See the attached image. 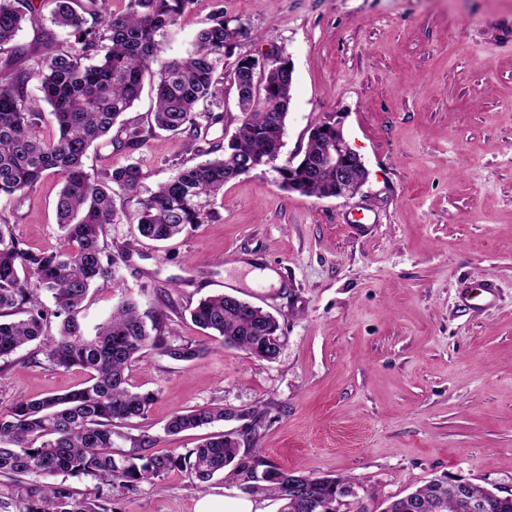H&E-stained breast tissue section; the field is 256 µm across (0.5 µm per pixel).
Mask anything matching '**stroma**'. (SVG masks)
<instances>
[{"label":"stroma","mask_w":512,"mask_h":512,"mask_svg":"<svg viewBox=\"0 0 512 512\" xmlns=\"http://www.w3.org/2000/svg\"><path fill=\"white\" fill-rule=\"evenodd\" d=\"M215 12L250 28L238 53L290 61L283 155L339 117L369 177L356 195L319 199L257 170L225 185L213 221L163 243L136 240V205L125 204L107 244L127 256L112 288L90 293L87 329L129 290L142 311L171 305L174 334L204 352L185 362L148 349L131 364L132 384L156 400L119 426L116 450L145 432L166 451L236 431L241 450L284 470L351 478L367 512L437 477L512 489V0H196L164 37L168 57L184 55ZM66 39L46 20L0 61ZM128 161L152 188L194 158L185 135L163 132L137 150L102 140L84 159L94 169ZM61 186L47 174L19 205L11 230L27 247H58ZM258 268L276 282L253 277ZM488 280L499 287L491 303ZM214 293L278 318L274 360L192 324ZM83 379L29 346L0 373V407ZM211 403L231 418L165 433L173 411ZM249 408L258 417L246 435L238 415ZM237 493L174 471L112 500L115 512H194L201 495Z\"/></svg>","instance_id":"obj_1"}]
</instances>
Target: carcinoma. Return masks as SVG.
I'll list each match as a JSON object with an SVG mask.
<instances>
[{"label": "carcinoma", "mask_w": 512, "mask_h": 512, "mask_svg": "<svg viewBox=\"0 0 512 512\" xmlns=\"http://www.w3.org/2000/svg\"><path fill=\"white\" fill-rule=\"evenodd\" d=\"M73 2L41 0L52 23L66 31L67 46L47 42L0 65V201L20 200L48 172L62 179L58 248L24 247L0 213V359L37 342L51 365L64 371L78 367L88 378L63 394L20 399L0 410V512H114L113 490L151 484L175 470L202 489L221 475L246 495L281 502L279 512H321V506L335 505L350 479L285 472L241 452L239 441L224 433L182 452H153L156 438L144 433L133 439L136 448L114 455L112 427L144 417L156 399L152 391L133 390L131 363L148 348L175 361L201 355L196 344L175 343L165 311L144 319L131 293L121 295L94 335L85 334L81 312L90 290L115 279L117 261L107 253L105 237L123 215L116 201L136 202L138 234L150 241L207 223L224 185L280 159L292 87L288 58L234 56L248 28L229 26L222 12L210 17L184 56L164 58V35L194 0H125L118 11L108 0H88L81 14ZM42 19L33 0H0V47ZM232 56L239 115L226 143L208 135L224 120V60ZM34 74L40 77L39 97L28 94ZM146 75L154 82L155 108L144 128L122 116L139 99ZM45 104L58 131L52 138L42 134ZM114 127V142L132 150L159 131L184 134L189 151L202 161L180 166L144 195L146 173L138 162L85 168L87 151ZM300 177L306 196L335 194L334 166L303 170ZM45 294L52 305L42 301ZM191 319L212 339L257 359L270 353L280 335L274 316L247 301L232 304L224 293L201 300ZM54 320L57 334L50 336ZM230 416L220 406L179 410L164 431L177 435ZM59 473L89 476L96 484L81 493L50 481ZM383 512L461 509L452 489L439 500L429 481L389 502Z\"/></svg>", "instance_id": "cac0c4a2"}]
</instances>
